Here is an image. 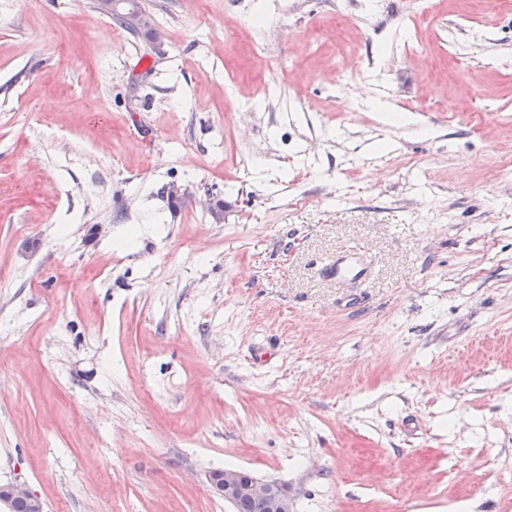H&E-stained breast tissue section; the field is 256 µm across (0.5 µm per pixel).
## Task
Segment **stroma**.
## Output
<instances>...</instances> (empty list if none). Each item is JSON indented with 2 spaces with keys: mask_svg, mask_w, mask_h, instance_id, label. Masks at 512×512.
<instances>
[{
  "mask_svg": "<svg viewBox=\"0 0 512 512\" xmlns=\"http://www.w3.org/2000/svg\"><path fill=\"white\" fill-rule=\"evenodd\" d=\"M140 2L161 46L98 0L0 10V484L209 512L233 468L293 512H512V15ZM356 245L369 279L327 278Z\"/></svg>",
  "mask_w": 512,
  "mask_h": 512,
  "instance_id": "obj_1",
  "label": "stroma"
}]
</instances>
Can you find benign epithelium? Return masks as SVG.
<instances>
[{
    "label": "benign epithelium",
    "mask_w": 512,
    "mask_h": 512,
    "mask_svg": "<svg viewBox=\"0 0 512 512\" xmlns=\"http://www.w3.org/2000/svg\"><path fill=\"white\" fill-rule=\"evenodd\" d=\"M208 484L213 494L230 503L249 497L263 503L269 512H293L287 492L274 480L258 479L240 470L215 469L208 475ZM0 501L11 507L26 504L30 512H45L43 502L20 483L1 484Z\"/></svg>",
    "instance_id": "7a95c632"
}]
</instances>
